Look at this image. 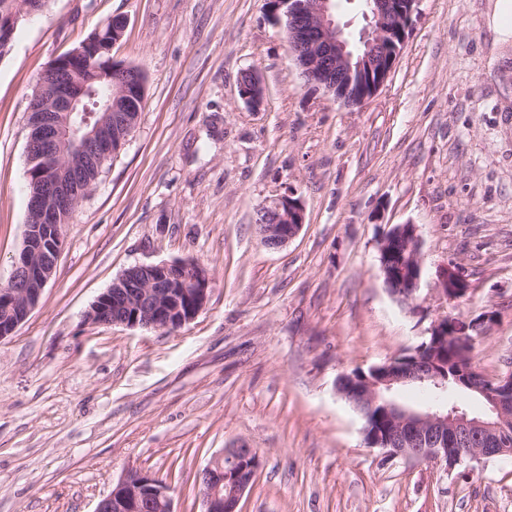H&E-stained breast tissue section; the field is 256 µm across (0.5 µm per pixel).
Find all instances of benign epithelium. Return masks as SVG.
<instances>
[{
    "label": "benign epithelium",
    "mask_w": 512,
    "mask_h": 512,
    "mask_svg": "<svg viewBox=\"0 0 512 512\" xmlns=\"http://www.w3.org/2000/svg\"><path fill=\"white\" fill-rule=\"evenodd\" d=\"M271 14L277 25L288 26L290 56L306 83L331 92L336 84L352 75L378 73L382 85L394 67L412 24L420 0H365L363 50L354 54L350 42L333 13L332 0H272ZM97 35L79 53L86 56V68L70 73L68 83L60 85L48 73L39 79L40 92L30 111L49 112L40 127L44 160L51 165V193L41 205L42 226L57 228L55 220L74 209L89 191L90 184L80 171L99 172L106 161L122 148L133 123L124 112L138 111L144 86L141 77L127 76L130 66L116 71L126 79L109 98L104 112L96 115L83 105L95 97L93 79L98 71ZM84 113L79 127L71 125L74 113ZM306 208L301 198L289 190L267 199L256 210V224L262 242L280 248L292 240L305 224ZM398 245L402 259L394 268L382 264L380 272L390 294L401 304L411 306L422 276L421 241L414 224H396L379 240V251ZM62 242L44 243L29 232L26 250L18 253L7 287L0 290L6 314L0 318V339L12 335L38 305L55 269ZM401 287H391V284ZM210 278L204 265L196 262L138 264L126 269L94 302L87 319L94 325L142 327L154 330L180 328L194 319L206 303ZM439 293L453 302L466 296L468 281L454 265L448 266L439 282ZM497 313L486 311L471 319L448 313L429 328L433 336H452L460 342L470 332L489 330ZM439 363L416 354L411 363L392 362L381 378H352L351 387L342 392L362 415L382 404L380 419L386 426L383 449L390 457L443 463L449 469L463 460L478 461L512 455V370L489 379L475 368L460 373L459 384L478 391L490 406L487 417L472 416L457 406L408 409L383 398V391L395 385H431L447 389L448 378L438 370ZM260 459L255 449L226 448L201 472L205 491L203 512H238L239 503L252 487ZM170 486L155 483V477L131 472L112 491L101 498L94 512H134L143 500L154 512H173Z\"/></svg>",
    "instance_id": "1"
}]
</instances>
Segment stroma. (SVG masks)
<instances>
[{
  "mask_svg": "<svg viewBox=\"0 0 512 512\" xmlns=\"http://www.w3.org/2000/svg\"><path fill=\"white\" fill-rule=\"evenodd\" d=\"M113 15L111 55L144 71L143 109L63 225L40 305L0 339V512H94L132 469L164 479L175 512H203L199 473L241 442L261 461L241 512H512V456L388 457L336 392L451 311L496 310L474 362L490 378L512 365V0H421L391 76L353 108L303 82L268 0H50L0 59V283L25 232L32 90ZM289 188L306 222L267 248L256 209ZM407 222L413 309L377 261ZM176 260L211 278L192 321L87 322L124 270ZM451 263L469 283L454 303L436 291ZM397 244L401 250L402 259L394 268L382 263L380 272L385 284H400V288H388L390 294L403 305L413 307L416 293L422 276L421 241L418 228L415 224H396L388 229L380 238L378 249L383 253L390 246ZM410 271V273H408ZM416 272V273H411ZM411 288H402L406 281Z\"/></svg>",
  "mask_w": 512,
  "mask_h": 512,
  "instance_id": "obj_1",
  "label": "stroma"
}]
</instances>
